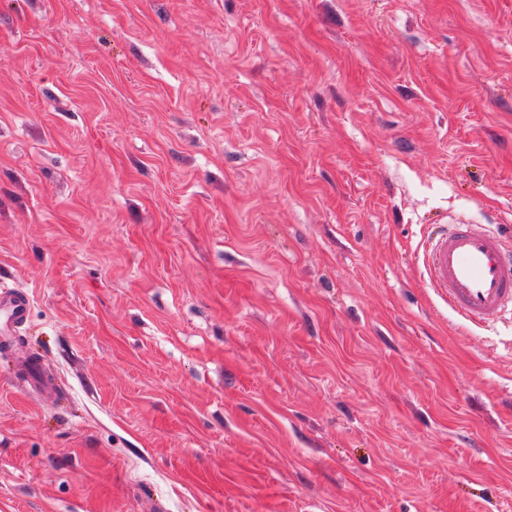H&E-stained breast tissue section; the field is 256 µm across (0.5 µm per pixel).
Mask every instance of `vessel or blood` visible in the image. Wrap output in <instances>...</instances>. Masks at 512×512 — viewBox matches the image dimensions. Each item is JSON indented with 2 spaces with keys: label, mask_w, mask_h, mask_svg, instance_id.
Returning a JSON list of instances; mask_svg holds the SVG:
<instances>
[{
  "label": "vessel or blood",
  "mask_w": 512,
  "mask_h": 512,
  "mask_svg": "<svg viewBox=\"0 0 512 512\" xmlns=\"http://www.w3.org/2000/svg\"><path fill=\"white\" fill-rule=\"evenodd\" d=\"M429 287L463 321L491 326L512 314V245L479 224L440 225L424 256ZM27 293L0 289V348L15 350Z\"/></svg>",
  "instance_id": "b4317fda"
}]
</instances>
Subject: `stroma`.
<instances>
[{"mask_svg": "<svg viewBox=\"0 0 512 512\" xmlns=\"http://www.w3.org/2000/svg\"><path fill=\"white\" fill-rule=\"evenodd\" d=\"M512 0H0V512H512ZM426 279L466 323L492 326L512 314V251L481 224H441L424 256ZM30 298L27 293L13 288L0 289V348L14 351L17 336L28 321Z\"/></svg>", "mask_w": 512, "mask_h": 512, "instance_id": "obj_1", "label": "stroma"}]
</instances>
